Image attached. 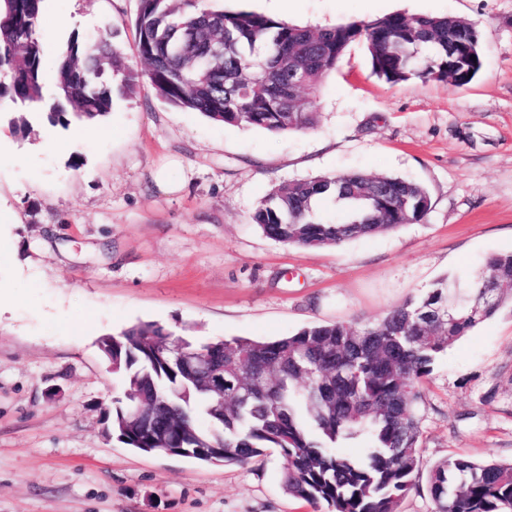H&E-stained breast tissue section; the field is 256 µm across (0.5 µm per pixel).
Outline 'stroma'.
Masks as SVG:
<instances>
[{"label": "stroma", "mask_w": 512, "mask_h": 512, "mask_svg": "<svg viewBox=\"0 0 512 512\" xmlns=\"http://www.w3.org/2000/svg\"><path fill=\"white\" fill-rule=\"evenodd\" d=\"M312 28L392 13L474 23L464 86L377 79L349 46L313 98L315 128L270 134L173 107L147 85L112 93L98 127L0 109V512H313L276 450L246 465L137 452L107 436L121 382L98 348L139 322L202 343L366 324L439 279L512 252V0H220ZM137 0H45L53 71L71 39L134 55ZM359 171L424 186L418 222L310 249L253 222L282 182ZM420 470L400 512H433L427 475L454 455L512 461V309L437 359L418 406Z\"/></svg>", "instance_id": "1"}]
</instances>
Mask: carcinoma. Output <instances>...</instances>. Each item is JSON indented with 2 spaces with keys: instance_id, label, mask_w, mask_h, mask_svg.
<instances>
[{
  "instance_id": "1",
  "label": "carcinoma",
  "mask_w": 512,
  "mask_h": 512,
  "mask_svg": "<svg viewBox=\"0 0 512 512\" xmlns=\"http://www.w3.org/2000/svg\"><path fill=\"white\" fill-rule=\"evenodd\" d=\"M214 0H138L133 20L135 71L122 50L101 37L71 42L46 93L39 30L44 0H0V101L47 114L54 125L109 114L112 82L121 90L147 83L166 103L228 126L270 133L313 128L312 94L355 41H364L372 73L396 84L432 78L455 86L480 68L448 69V55L467 43L481 58L478 30L451 16L400 13L311 29L255 12L230 13ZM330 201L333 223L318 212ZM430 203L419 183L362 173L281 183L260 201L253 221L277 242L306 248L339 246L423 219ZM512 284V253L490 255L464 288L435 282L379 322L313 324L273 340L233 337L208 344L224 362V403L193 366L159 355L171 332L151 322L112 336L114 373L123 393L106 412L112 436L146 453H175L201 462L244 465L276 448L292 497L328 512H399L419 473L417 407L432 365L478 323L512 305V295L478 316L470 305L488 273ZM148 411L129 419L132 400ZM362 440L357 458L341 451ZM435 512H512V463L450 457L427 478Z\"/></svg>"
}]
</instances>
